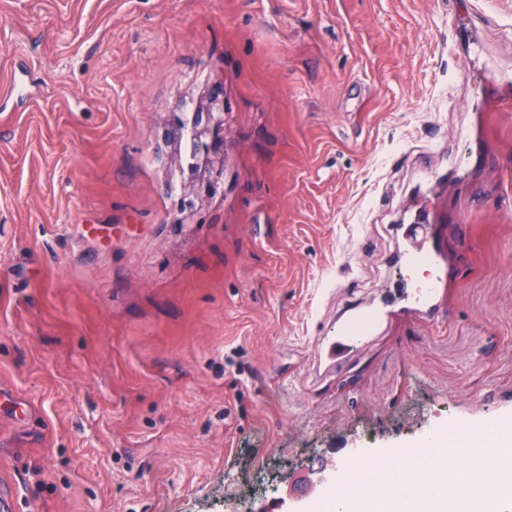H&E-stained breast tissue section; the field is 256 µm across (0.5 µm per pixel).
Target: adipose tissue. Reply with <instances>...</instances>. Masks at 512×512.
I'll list each match as a JSON object with an SVG mask.
<instances>
[{
  "label": "adipose tissue",
  "instance_id": "ef3b65f1",
  "mask_svg": "<svg viewBox=\"0 0 512 512\" xmlns=\"http://www.w3.org/2000/svg\"><path fill=\"white\" fill-rule=\"evenodd\" d=\"M495 453L461 448L411 472L410 491L374 487L336 499V512H499L512 500V431L493 437Z\"/></svg>",
  "mask_w": 512,
  "mask_h": 512
}]
</instances>
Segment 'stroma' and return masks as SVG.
<instances>
[{
	"instance_id": "1",
	"label": "stroma",
	"mask_w": 512,
	"mask_h": 512,
	"mask_svg": "<svg viewBox=\"0 0 512 512\" xmlns=\"http://www.w3.org/2000/svg\"><path fill=\"white\" fill-rule=\"evenodd\" d=\"M512 0H0V475L13 512H258L512 427ZM501 84L460 77L466 57ZM224 80L196 217L167 123ZM448 277L338 362L422 201ZM379 314L377 309L356 311L339 328L319 336L318 358L330 362L345 355L363 336L373 332Z\"/></svg>"
}]
</instances>
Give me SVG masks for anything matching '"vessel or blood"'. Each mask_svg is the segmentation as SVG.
I'll return each mask as SVG.
<instances>
[{
  "label": "vessel or blood",
  "mask_w": 512,
  "mask_h": 512,
  "mask_svg": "<svg viewBox=\"0 0 512 512\" xmlns=\"http://www.w3.org/2000/svg\"><path fill=\"white\" fill-rule=\"evenodd\" d=\"M405 236L407 243L397 254L398 263L408 269L427 268L428 276L420 282L407 277L397 280L390 295L382 300L380 308L401 301L413 311L429 313L435 308L434 300L447 278V269L441 263L439 246L431 232L425 210H417L413 222L405 227ZM379 310L357 311L339 328L318 337L319 359L327 362L336 360L349 352L362 337L370 335L377 323Z\"/></svg>",
  "instance_id": "obj_1"
}]
</instances>
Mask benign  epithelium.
<instances>
[{"label":"benign epithelium","instance_id":"1","mask_svg":"<svg viewBox=\"0 0 512 512\" xmlns=\"http://www.w3.org/2000/svg\"><path fill=\"white\" fill-rule=\"evenodd\" d=\"M193 112L197 116L193 132L199 145L198 170L188 177L176 202L177 210L186 215L194 214L221 187L226 155L224 82L207 86L197 97Z\"/></svg>","mask_w":512,"mask_h":512}]
</instances>
